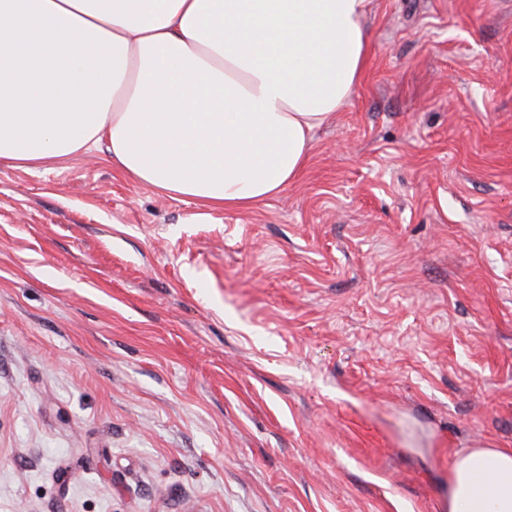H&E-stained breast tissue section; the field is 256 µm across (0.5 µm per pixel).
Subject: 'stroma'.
Wrapping results in <instances>:
<instances>
[{"instance_id":"stroma-1","label":"stroma","mask_w":512,"mask_h":512,"mask_svg":"<svg viewBox=\"0 0 512 512\" xmlns=\"http://www.w3.org/2000/svg\"><path fill=\"white\" fill-rule=\"evenodd\" d=\"M276 198L0 161V512H447L512 448V0H372Z\"/></svg>"}]
</instances>
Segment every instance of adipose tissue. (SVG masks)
Masks as SVG:
<instances>
[{"mask_svg":"<svg viewBox=\"0 0 512 512\" xmlns=\"http://www.w3.org/2000/svg\"><path fill=\"white\" fill-rule=\"evenodd\" d=\"M370 0H0V160L107 143L134 183L246 209L294 183L357 93ZM448 512H512V449L448 472Z\"/></svg>","mask_w":512,"mask_h":512,"instance_id":"ef3b65f1","label":"adipose tissue"}]
</instances>
